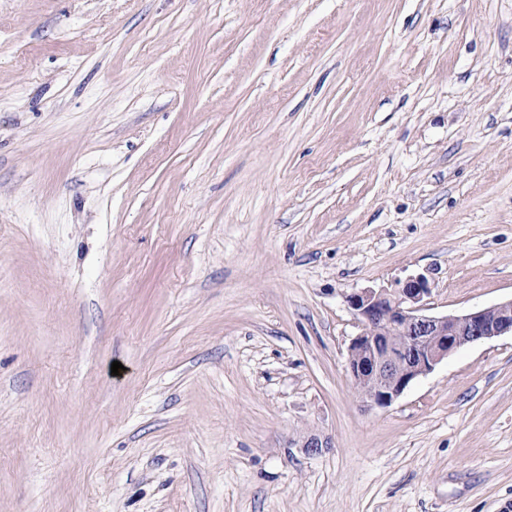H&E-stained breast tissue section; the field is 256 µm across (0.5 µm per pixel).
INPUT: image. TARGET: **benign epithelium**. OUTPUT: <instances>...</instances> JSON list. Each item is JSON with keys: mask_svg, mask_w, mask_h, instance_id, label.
<instances>
[{"mask_svg": "<svg viewBox=\"0 0 512 512\" xmlns=\"http://www.w3.org/2000/svg\"><path fill=\"white\" fill-rule=\"evenodd\" d=\"M431 289L411 276L392 290L364 289L346 296L362 324L349 348L348 366L366 407H387L448 355L494 337L512 334V299L458 314L427 313ZM328 439L311 434L300 448L317 455Z\"/></svg>", "mask_w": 512, "mask_h": 512, "instance_id": "7a95c632", "label": "benign epithelium"}]
</instances>
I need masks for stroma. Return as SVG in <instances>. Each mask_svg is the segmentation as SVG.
Masks as SVG:
<instances>
[{
  "label": "stroma",
  "mask_w": 512,
  "mask_h": 512,
  "mask_svg": "<svg viewBox=\"0 0 512 512\" xmlns=\"http://www.w3.org/2000/svg\"><path fill=\"white\" fill-rule=\"evenodd\" d=\"M416 275L512 297V0H0V512H501L512 335L347 371Z\"/></svg>",
  "instance_id": "1"
}]
</instances>
